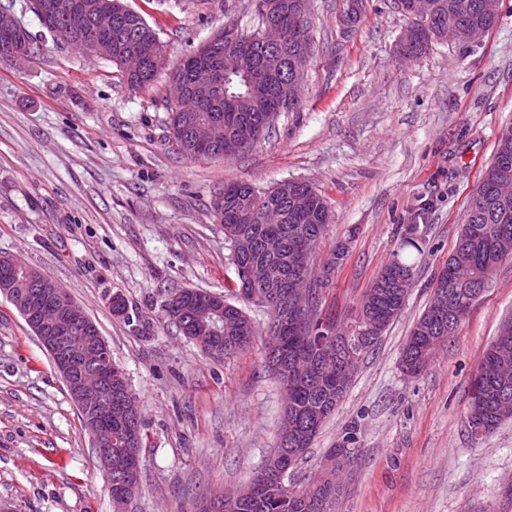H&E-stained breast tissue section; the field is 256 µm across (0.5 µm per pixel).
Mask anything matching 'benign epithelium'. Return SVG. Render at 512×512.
Masks as SVG:
<instances>
[{"label": "benign epithelium", "instance_id": "1", "mask_svg": "<svg viewBox=\"0 0 512 512\" xmlns=\"http://www.w3.org/2000/svg\"><path fill=\"white\" fill-rule=\"evenodd\" d=\"M307 0H291L294 25L289 31L293 44L291 55H281V46L268 43L264 50L269 59L289 61L290 77L280 80L278 97L287 103L300 101V74L302 65L309 58V30L307 29ZM400 9L405 15L419 20H430L437 15L438 5L433 0H401ZM34 9L42 25L50 32L63 28L68 34L80 36L88 25H93L94 35L83 40L84 55L97 59H111L118 55L127 72L134 76L142 70L143 61L159 57L158 44L150 48L139 46L134 53L124 50L117 39H112V26L116 17L127 7L121 0H92L84 4L81 0H34ZM23 30V25L10 10H0V32L13 33ZM253 57V51L245 42L236 40L224 43V34H219L200 46L196 53L188 81H170L168 98L174 108L186 113V123L180 136L185 139L192 152L224 148V152H239L247 149L252 138L241 134L234 120H224L222 108V77L224 69H235L252 77L258 85L265 81L266 73L242 65V60ZM228 125L224 138L216 135L215 128ZM293 181L285 186L295 215L301 220L312 218L316 207L309 190L295 188ZM12 277L0 283V292L5 294L24 316L28 325L37 333L42 346L51 355L55 367L77 404L85 430L97 449V455L107 478L121 471L125 478L121 486L136 488L139 482V464L125 463L123 450L112 447V429L129 433L139 420L137 400L126 392L112 395V383L125 382V372L112 361L108 346L98 328L88 318L83 308L73 301L66 291L54 281L39 276L35 268L13 258L7 259ZM314 288L306 277L297 279L286 290L284 304L276 308L270 328L277 329L286 317L300 331H305L316 318L312 305ZM282 449L268 456L265 463L270 468L255 474L254 480L266 482L276 476L281 486H286L288 475L297 461L305 454L304 448L288 451V416H283L279 433ZM317 486L344 488V483L327 460L317 472Z\"/></svg>", "mask_w": 512, "mask_h": 512}]
</instances>
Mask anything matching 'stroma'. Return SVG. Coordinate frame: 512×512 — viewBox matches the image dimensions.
<instances>
[{
    "instance_id": "35a3bbf8",
    "label": "stroma",
    "mask_w": 512,
    "mask_h": 512,
    "mask_svg": "<svg viewBox=\"0 0 512 512\" xmlns=\"http://www.w3.org/2000/svg\"><path fill=\"white\" fill-rule=\"evenodd\" d=\"M160 38L165 67L130 90L112 64L54 39L32 0H0L40 50L0 59V256L29 263L83 306L142 406V483L127 512H195L210 492L245 485L277 446L281 386L265 339L206 356L164 312L181 288L224 293L236 279L211 200L225 184L264 190L290 179L324 195L331 220L314 253L349 239L320 302L351 328L359 301L398 250L419 207L426 242L400 316L361 362L295 479L307 478L357 422L360 456L335 512H512V419L471 434L466 394L479 359L512 319L504 262L421 375L400 356L455 245L466 201L512 126V0L475 47L443 41L410 60L395 0H309L313 47L302 102L230 159L172 148L174 67L227 22L252 32L249 0H126ZM124 295L125 316L108 300ZM0 512H113L77 407L37 336L0 295Z\"/></svg>"
}]
</instances>
